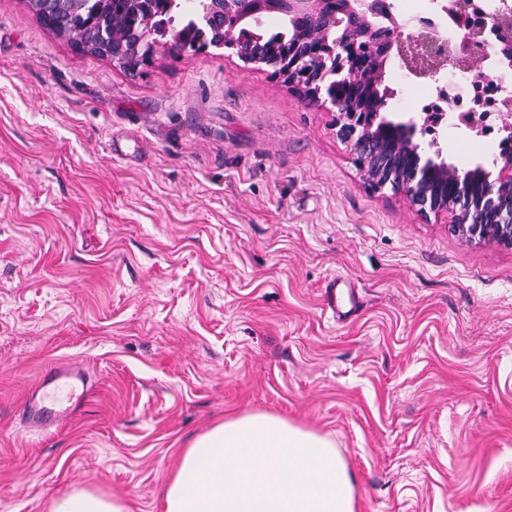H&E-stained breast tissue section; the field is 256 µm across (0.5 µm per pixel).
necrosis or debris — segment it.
Here are the masks:
<instances>
[{
	"label": "necrosis or debris",
	"instance_id": "4bbe7bcc",
	"mask_svg": "<svg viewBox=\"0 0 512 512\" xmlns=\"http://www.w3.org/2000/svg\"><path fill=\"white\" fill-rule=\"evenodd\" d=\"M387 11L402 26L413 27L426 24L438 34L455 41L471 29L482 31L474 47L475 54L492 73L491 81L472 88L469 97H459L457 89L466 83L467 72L454 70L452 80L436 87V94L454 100V109L466 112L470 109L472 97H479L485 104L487 125L496 122L499 102L512 98V40L502 41L492 25L494 17L512 14V0H468L466 8H458L456 0H386Z\"/></svg>",
	"mask_w": 512,
	"mask_h": 512
}]
</instances>
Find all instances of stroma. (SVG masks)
Listing matches in <instances>:
<instances>
[{"label":"stroma","instance_id":"35a3bbf8","mask_svg":"<svg viewBox=\"0 0 512 512\" xmlns=\"http://www.w3.org/2000/svg\"><path fill=\"white\" fill-rule=\"evenodd\" d=\"M385 84L396 121L435 86L397 60ZM438 147L499 153L451 126ZM449 224L373 191L335 113L233 50L132 74L0 0V512L80 488L164 512L184 449L253 413L330 439L356 512H512V249ZM60 362L93 394L29 432ZM359 296L355 283L347 278L336 277L333 281L329 306L336 319L346 320L359 309Z\"/></svg>","mask_w":512,"mask_h":512}]
</instances>
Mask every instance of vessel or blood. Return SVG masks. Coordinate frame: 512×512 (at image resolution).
<instances>
[{
    "mask_svg": "<svg viewBox=\"0 0 512 512\" xmlns=\"http://www.w3.org/2000/svg\"><path fill=\"white\" fill-rule=\"evenodd\" d=\"M329 306L337 319L345 320L359 309V296L353 281L339 277L334 280ZM93 383L80 366L55 365L32 388L23 407L27 428L41 433L62 423L87 403Z\"/></svg>",
    "mask_w": 512,
    "mask_h": 512,
    "instance_id": "b4317fda",
    "label": "vessel or blood"
}]
</instances>
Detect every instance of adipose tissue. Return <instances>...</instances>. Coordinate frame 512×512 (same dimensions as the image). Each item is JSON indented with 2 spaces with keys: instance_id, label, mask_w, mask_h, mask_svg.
<instances>
[{
  "instance_id": "1",
  "label": "adipose tissue",
  "mask_w": 512,
  "mask_h": 512,
  "mask_svg": "<svg viewBox=\"0 0 512 512\" xmlns=\"http://www.w3.org/2000/svg\"><path fill=\"white\" fill-rule=\"evenodd\" d=\"M164 512H355L333 443L268 414L216 424L186 448Z\"/></svg>"
}]
</instances>
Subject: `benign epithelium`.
<instances>
[{
  "label": "benign epithelium",
  "mask_w": 512,
  "mask_h": 512,
  "mask_svg": "<svg viewBox=\"0 0 512 512\" xmlns=\"http://www.w3.org/2000/svg\"><path fill=\"white\" fill-rule=\"evenodd\" d=\"M129 4L139 26L112 28V61H126L134 72L152 58L157 37L168 34L165 45L184 48L169 25L156 28L144 0ZM186 8L211 27L213 46L271 68L304 99L331 105L338 134L353 142L357 164L373 189L405 194L422 215H451L450 231L466 243L512 248V152L499 153L493 164L501 167L495 174L482 165L461 169L424 160L414 136L436 134L435 114L420 112L395 122L382 112L389 93L384 76L392 58L419 78L436 77L449 62L470 71L471 46L481 31H470L457 45L439 40L424 26L406 34L396 25L379 24L386 10L383 0H187ZM267 14L281 15L293 28L288 42L268 45L256 32ZM98 22L95 14L80 34L68 33L77 50H89L104 38Z\"/></svg>",
  "instance_id": "7a95c632"
}]
</instances>
